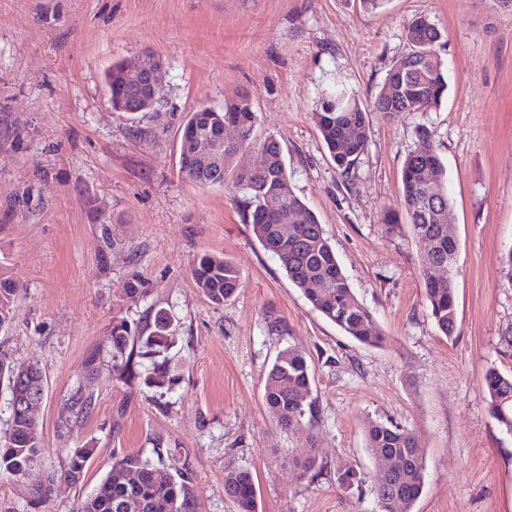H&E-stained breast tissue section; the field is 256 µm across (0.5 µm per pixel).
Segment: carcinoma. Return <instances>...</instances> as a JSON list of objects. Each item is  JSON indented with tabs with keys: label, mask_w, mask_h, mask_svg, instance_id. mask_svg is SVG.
Segmentation results:
<instances>
[{
	"label": "carcinoma",
	"mask_w": 512,
	"mask_h": 512,
	"mask_svg": "<svg viewBox=\"0 0 512 512\" xmlns=\"http://www.w3.org/2000/svg\"><path fill=\"white\" fill-rule=\"evenodd\" d=\"M410 50L398 58L388 71L385 82L403 80L398 94L389 96L380 90L373 110L393 112H429L440 106L448 89L442 63L435 54L442 33L427 15L414 19L407 28ZM125 63L119 62L107 73L106 83L112 106L138 104L149 99L150 87L133 85L124 77ZM233 120L239 138L224 140V126ZM313 120L336 165L349 173L368 145L367 109L342 92L322 102ZM256 121L252 102L246 94L224 102L220 111L203 108L190 115L184 135L201 129L224 147V165L213 164L204 170L195 168L190 157L181 160V172L190 182L203 187H231L240 194L246 223L255 238L275 257L288 279L300 289L305 299L326 320L361 344L381 348L384 336L373 317L354 294L322 224L291 188L280 144L267 139L259 149L256 164L248 169L236 168L237 156L250 148ZM403 206L413 234L428 242L429 248L419 260L425 284L429 314L446 337L454 335L457 325L453 270L457 264L458 245L448 238V177L443 159L425 130L417 132V145L402 168ZM446 269V276L436 280L431 270ZM197 288L214 305L235 295L242 287L237 267L223 256L198 255L192 264ZM20 288L0 262V327L12 319ZM170 321L158 311L149 334L132 329L124 319L112 324V358L121 360L122 370L133 374V353L127 352L138 340L149 347H164ZM16 384L21 393L44 383L36 364L16 375L15 366L0 359V380ZM488 405L503 433L512 436V376L495 369L485 374ZM309 367L299 350L288 347L279 352L268 372L263 400L276 424L293 434L312 426L313 415ZM366 448L378 464L379 477L374 486L378 512H413L425 485L426 463L418 447L415 432L393 423L369 420L365 425ZM96 448L82 445L68 449V463L60 477L70 483L82 480L86 463ZM39 426L25 413L10 409L9 432L0 443V476L13 478L21 471L40 465L45 457ZM303 476L321 471L314 449L293 458ZM365 483L361 470L352 466L336 468V484L351 490ZM224 489L235 504L236 512H258L257 490L251 472L229 466L225 469ZM192 490L180 478L178 469L163 461L152 462L139 453L115 458L112 470L94 493L80 505L78 512H188Z\"/></svg>",
	"instance_id": "cac0c4a2"
}]
</instances>
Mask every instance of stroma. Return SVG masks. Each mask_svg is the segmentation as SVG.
<instances>
[{
  "instance_id": "stroma-1",
  "label": "stroma",
  "mask_w": 512,
  "mask_h": 512,
  "mask_svg": "<svg viewBox=\"0 0 512 512\" xmlns=\"http://www.w3.org/2000/svg\"><path fill=\"white\" fill-rule=\"evenodd\" d=\"M428 15L448 94L429 112L372 111L408 25ZM151 55L161 94L147 112L115 111L113 63ZM344 87L369 107L368 146L342 174L317 131L322 98ZM247 93L258 144L277 140L294 192L312 209L358 300L390 338L361 345L323 319L246 224L230 186L179 172L188 115ZM425 128L447 168L457 328L431 319L402 210L401 169ZM512 14L492 0H0V258L21 287L0 327V358L38 364L37 408L48 453L22 480L0 478V512H77L116 456H162L187 473L191 512H235L224 471L248 469L259 512H375L366 421L413 430L426 459L414 512H512V438L491 416L484 377L512 375ZM224 256L243 286L216 306L191 267ZM137 286L136 297L127 294ZM171 319L166 348L135 343L137 375L112 360L113 320ZM279 318L284 332L271 331ZM295 347L312 374L310 434L277 427L264 401L278 353ZM97 354L90 373L85 360ZM168 374L154 385V364ZM93 406L76 417L73 402ZM92 444L84 478L61 480L67 449ZM314 447L326 472L300 477L294 448ZM367 484L343 491L336 469ZM53 481L34 507V486Z\"/></svg>"
}]
</instances>
